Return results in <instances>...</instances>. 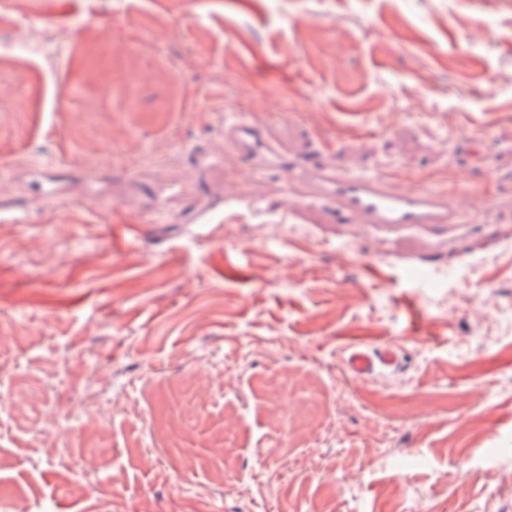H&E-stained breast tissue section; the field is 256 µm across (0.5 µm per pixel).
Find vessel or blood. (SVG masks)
<instances>
[{
	"mask_svg": "<svg viewBox=\"0 0 512 512\" xmlns=\"http://www.w3.org/2000/svg\"><path fill=\"white\" fill-rule=\"evenodd\" d=\"M224 153L244 161L260 176L284 175L295 187L299 205L325 204L340 224H365L381 229L413 225L469 224L470 209L460 204L468 185L438 187L422 181L400 188L390 173H353L321 160L289 153L270 128L256 119L231 116L224 121ZM397 354L386 346L370 353L356 350L347 359L349 370L366 377L377 369L395 366Z\"/></svg>",
	"mask_w": 512,
	"mask_h": 512,
	"instance_id": "1",
	"label": "vessel or blood"
}]
</instances>
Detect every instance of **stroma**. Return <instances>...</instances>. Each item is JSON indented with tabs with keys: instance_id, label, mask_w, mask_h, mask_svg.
Here are the masks:
<instances>
[{
	"instance_id": "35a3bbf8",
	"label": "stroma",
	"mask_w": 512,
	"mask_h": 512,
	"mask_svg": "<svg viewBox=\"0 0 512 512\" xmlns=\"http://www.w3.org/2000/svg\"><path fill=\"white\" fill-rule=\"evenodd\" d=\"M237 112L351 172L469 183L479 219L298 209L225 156ZM388 344L396 368L347 369ZM20 506L512 512V0H0Z\"/></svg>"
}]
</instances>
